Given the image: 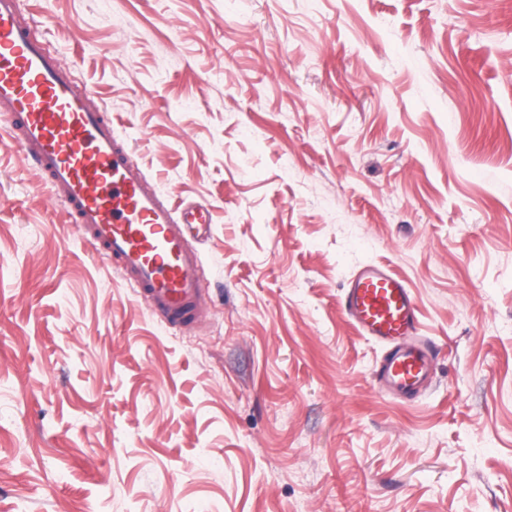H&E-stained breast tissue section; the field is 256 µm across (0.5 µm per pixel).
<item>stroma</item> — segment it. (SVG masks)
<instances>
[{"instance_id": "35a3bbf8", "label": "stroma", "mask_w": 512, "mask_h": 512, "mask_svg": "<svg viewBox=\"0 0 512 512\" xmlns=\"http://www.w3.org/2000/svg\"><path fill=\"white\" fill-rule=\"evenodd\" d=\"M173 205L154 315L0 114V512H512V0H20ZM441 347L413 401L361 264ZM342 305L359 334L383 349L375 371L379 389L393 397H417L433 378L437 347L420 335L407 282L385 265L364 264L347 281Z\"/></svg>"}]
</instances>
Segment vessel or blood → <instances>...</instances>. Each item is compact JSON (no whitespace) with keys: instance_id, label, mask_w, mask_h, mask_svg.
I'll use <instances>...</instances> for the list:
<instances>
[{"instance_id":"vessel-or-blood-1","label":"vessel or blood","mask_w":512,"mask_h":512,"mask_svg":"<svg viewBox=\"0 0 512 512\" xmlns=\"http://www.w3.org/2000/svg\"><path fill=\"white\" fill-rule=\"evenodd\" d=\"M91 97L72 67L33 34L18 0H0V112L10 117V137L47 176L70 223L152 313L171 326L193 327L203 290L200 255L188 237L211 215L197 203L176 208L160 199ZM342 305L359 334L383 349L375 372L380 390L417 397L433 378L437 347L420 334L407 282L385 265H362Z\"/></svg>"}]
</instances>
